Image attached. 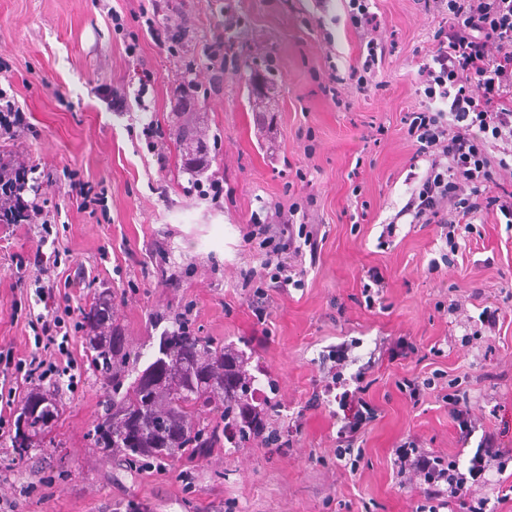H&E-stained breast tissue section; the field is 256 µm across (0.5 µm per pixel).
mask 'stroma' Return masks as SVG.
I'll use <instances>...</instances> for the list:
<instances>
[{
  "label": "stroma",
  "instance_id": "stroma-1",
  "mask_svg": "<svg viewBox=\"0 0 512 512\" xmlns=\"http://www.w3.org/2000/svg\"><path fill=\"white\" fill-rule=\"evenodd\" d=\"M367 5L393 50L360 86L350 73L364 31L350 0H160L158 26L189 28L174 57L148 37L139 56L125 54L108 13H130L138 0H0V89L25 117L0 136V160L25 167L24 198L43 204L53 229L0 224V358L37 351L28 322L43 310L41 253L57 256L53 275L70 283L64 343L78 363L74 375L32 385L0 380L15 404L38 390L60 405L29 456L13 453L14 426L0 432V500L14 512H415L423 493L400 484L393 454L409 437L463 472L487 434L512 455V228L486 217L453 253L438 225L403 211L428 169L403 119L429 105L418 73L448 9ZM251 61L278 84L264 111L248 99ZM187 79L208 146L199 175L185 170L177 137L174 90ZM104 86L124 96L123 111L110 109ZM91 186L103 200L80 209ZM288 214L317 232L315 255L286 259L303 285L256 286L248 277L263 255L246 240L250 226ZM374 272L384 286L370 307ZM105 289L114 325L141 355L137 369L179 315L244 354L269 404L247 447L141 469L94 447L105 388L86 358L81 311ZM455 300L465 323L448 313ZM488 307L500 311L492 328L481 318ZM402 338L414 353L389 360ZM429 377L437 387L419 400L401 388ZM451 381L478 418L466 436L437 393ZM359 386L377 417L349 469L336 458L338 402ZM292 423L297 433L281 444L277 433Z\"/></svg>",
  "mask_w": 512,
  "mask_h": 512
}]
</instances>
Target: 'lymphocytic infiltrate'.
Instances as JSON below:
<instances>
[{"label": "lymphocytic infiltrate", "instance_id": "f902f5d3", "mask_svg": "<svg viewBox=\"0 0 512 512\" xmlns=\"http://www.w3.org/2000/svg\"><path fill=\"white\" fill-rule=\"evenodd\" d=\"M354 24L366 27L367 55L357 85H364L384 61L387 45L378 38L375 17L365 0H350ZM137 29H129L120 13H113L112 27L128 55L141 49V35H149L169 54H176L188 36L179 23L158 30L149 5L138 8ZM437 49L422 74L423 93L448 104L447 112L427 110L407 113V134L418 151L431 155L430 170L416 197L406 205L415 219L445 230L451 250L460 247L459 230L478 214L512 224V193L499 191L503 175H512V0H448V24L435 34ZM284 231L276 224H258L247 238L265 252L263 270L270 279L285 278L287 246ZM397 474L419 485L428 502L427 512H444L461 499L467 483L486 484L487 462L508 465L493 436H485L460 472L456 460L419 447L417 441L397 448Z\"/></svg>", "mask_w": 512, "mask_h": 512}]
</instances>
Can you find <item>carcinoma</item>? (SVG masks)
I'll use <instances>...</instances> for the list:
<instances>
[{"label": "carcinoma", "mask_w": 512, "mask_h": 512, "mask_svg": "<svg viewBox=\"0 0 512 512\" xmlns=\"http://www.w3.org/2000/svg\"><path fill=\"white\" fill-rule=\"evenodd\" d=\"M275 88L273 75L250 68L249 95L264 98ZM26 187L24 170L0 167V224L18 223L11 197ZM83 319L90 332L89 365L112 384V396L93 426L95 445L102 452L140 467L173 465L223 441L243 448L257 432L262 409L253 405L255 378L245 370L243 354L196 335L178 318L177 329L163 336L158 356L119 395L130 361H138L140 354H131L112 325V296H94ZM56 417V401L45 402L41 392L29 395L15 419V453L24 456L36 448L34 438Z\"/></svg>", "instance_id": "obj_1"}]
</instances>
